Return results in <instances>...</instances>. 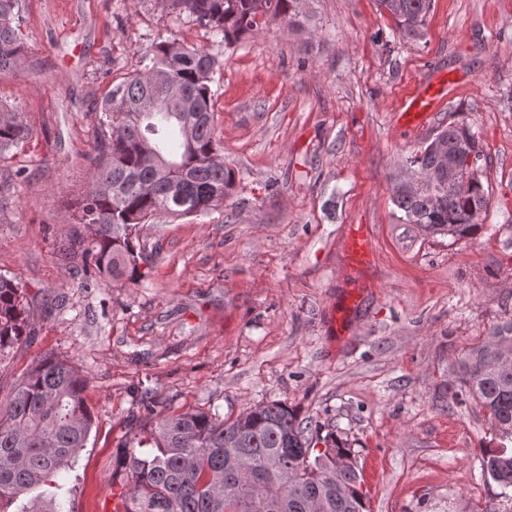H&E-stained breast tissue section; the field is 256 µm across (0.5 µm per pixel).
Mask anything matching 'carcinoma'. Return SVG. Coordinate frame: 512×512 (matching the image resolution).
Here are the masks:
<instances>
[{
	"mask_svg": "<svg viewBox=\"0 0 512 512\" xmlns=\"http://www.w3.org/2000/svg\"><path fill=\"white\" fill-rule=\"evenodd\" d=\"M17 0H0V74L25 56L14 12ZM173 9L221 35L231 46L254 34L261 19L294 22L298 0H169ZM402 37H422L431 0H378ZM218 56L203 47L161 41L145 69L112 86L101 103V131L94 180L80 200L76 220L95 225V237L70 244L80 251L82 286L133 280L142 252L133 229L156 214H205L234 189L233 169L213 161L211 82ZM23 113L0 101V151L26 139ZM405 158L408 171L437 168L446 155L478 151L465 122L441 129ZM392 201L406 224L426 237L454 240L475 235L489 193L479 182L464 197L453 183L412 191L395 184ZM30 300L12 279L0 276V363L28 341ZM512 350V318L496 324L460 364V382L488 412L497 447L483 450L481 473L512 490V364L497 368L491 357ZM88 380L70 363L39 356L23 373L8 405L0 407V512L36 488L48 498L30 500L18 512H56L62 490L56 478L86 446L94 419L85 403ZM345 460L343 467L336 461ZM129 478L123 512H368L357 463L336 439L318 450L280 402L256 405L232 420L187 410L162 417L129 440L120 458Z\"/></svg>",
	"mask_w": 512,
	"mask_h": 512,
	"instance_id": "carcinoma-1",
	"label": "carcinoma"
}]
</instances>
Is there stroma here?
<instances>
[{"label": "stroma", "instance_id": "obj_1", "mask_svg": "<svg viewBox=\"0 0 512 512\" xmlns=\"http://www.w3.org/2000/svg\"><path fill=\"white\" fill-rule=\"evenodd\" d=\"M299 11L227 48L165 0H19L26 56L0 101L29 135L0 154V173L23 174L0 211V275L32 298L34 334L0 363V404L43 354L87 376L94 426L58 478L59 512H112L119 446L150 419L268 401L314 444L348 439L368 512H512L481 474L497 441L457 376L512 317V0H433L417 41L377 0ZM162 40L218 55L215 137L236 185L215 211L138 225V278L86 288L60 249L92 183L98 106ZM440 74L441 110L401 131L406 99ZM460 119L489 207L476 235L426 238L392 187ZM353 224L375 238L364 269L343 247Z\"/></svg>", "mask_w": 512, "mask_h": 512}]
</instances>
